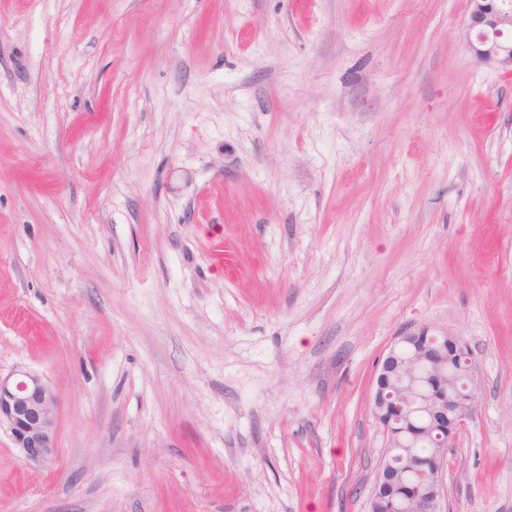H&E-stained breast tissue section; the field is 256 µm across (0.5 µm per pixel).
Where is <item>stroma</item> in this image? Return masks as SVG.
<instances>
[{"label": "stroma", "instance_id": "stroma-1", "mask_svg": "<svg viewBox=\"0 0 512 512\" xmlns=\"http://www.w3.org/2000/svg\"><path fill=\"white\" fill-rule=\"evenodd\" d=\"M466 0H0V512H368L398 336L480 380L441 512H512V73ZM426 336H429L426 338ZM452 339L454 351L470 352L466 342L459 336L443 334L441 336L429 335L427 329L413 331L398 336L394 345L390 348L386 357L382 360L377 372L375 390L371 400L372 415L376 423L381 427L386 436V444L401 445L404 441L402 434L407 433L404 429L394 431V424L404 411L407 400L405 397L397 396L394 390L393 381L396 376L405 372L408 362H417L418 365L426 367L429 364H442L447 361L446 340ZM401 346L411 348V360L406 361L398 356ZM409 347L400 351V356L406 358L409 354ZM58 414L57 394L38 372L15 369L6 376L0 373V426H8L29 459L41 461L55 455Z\"/></svg>", "mask_w": 512, "mask_h": 512}]
</instances>
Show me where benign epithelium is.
<instances>
[{
	"label": "benign epithelium",
	"mask_w": 512,
	"mask_h": 512,
	"mask_svg": "<svg viewBox=\"0 0 512 512\" xmlns=\"http://www.w3.org/2000/svg\"><path fill=\"white\" fill-rule=\"evenodd\" d=\"M466 46L479 61L512 72V0H468ZM452 339L454 351L466 352L468 345L459 336L428 335L413 331L397 337L377 372L371 400L372 415L386 436V444H402L405 430H394V423L404 411L407 400L394 393L393 381L405 371L407 361L398 356L402 346L411 348V361L426 367L447 361L446 340ZM428 422L413 440L432 437L440 452L429 459L432 488L414 493L403 487L396 500L389 498L390 512H439L442 496V473L448 449L453 447L457 432L470 415L476 401L474 388H458L441 373L433 375L428 391ZM59 400L54 388L38 372L15 369L0 375V425L10 429L15 443L34 461L47 460L56 453L55 431Z\"/></svg>",
	"instance_id": "1"
}]
</instances>
